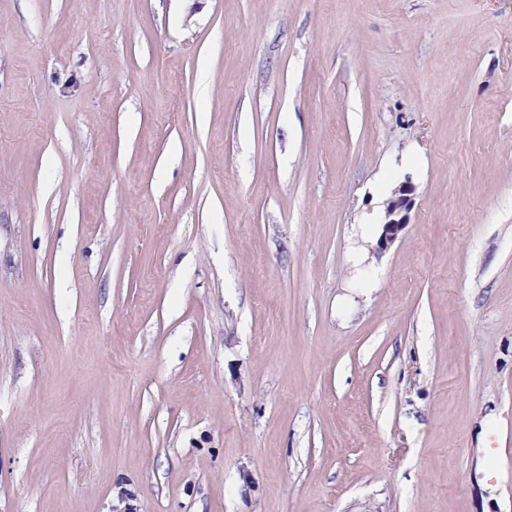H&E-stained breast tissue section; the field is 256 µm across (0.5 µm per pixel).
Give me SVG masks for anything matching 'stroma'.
<instances>
[{
	"label": "stroma",
	"mask_w": 512,
	"mask_h": 512,
	"mask_svg": "<svg viewBox=\"0 0 512 512\" xmlns=\"http://www.w3.org/2000/svg\"><path fill=\"white\" fill-rule=\"evenodd\" d=\"M0 512H512V0H0ZM413 186L410 182L401 183L389 199L384 222L378 238L379 248L386 250L393 245L409 222V212L413 206Z\"/></svg>",
	"instance_id": "stroma-1"
}]
</instances>
